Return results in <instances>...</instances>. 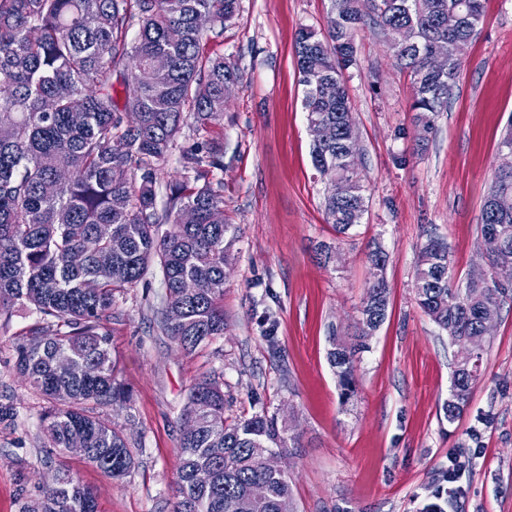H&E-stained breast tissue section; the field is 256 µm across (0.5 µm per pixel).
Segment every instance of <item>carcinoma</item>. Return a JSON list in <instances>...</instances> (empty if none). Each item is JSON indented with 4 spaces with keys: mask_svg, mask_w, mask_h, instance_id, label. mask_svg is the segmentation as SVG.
Segmentation results:
<instances>
[{
    "mask_svg": "<svg viewBox=\"0 0 512 512\" xmlns=\"http://www.w3.org/2000/svg\"><path fill=\"white\" fill-rule=\"evenodd\" d=\"M452 7L462 20L450 32L440 19ZM236 11L237 0H0V316L17 303L40 314L16 348V367L51 403L43 418L49 447L65 450L82 439L83 459L114 480L130 474L132 452L89 406L129 400L115 374L107 327L116 294L135 287L156 264L165 288V334L188 353L224 335V270L239 227L224 217L222 184L211 181L213 170L224 168V144L210 127L224 115V88L238 84L241 74L211 43ZM200 14L211 18L205 30L196 27ZM482 16L483 0H331L324 30H298L307 122L336 129L332 141L312 143V160L332 181L325 213L337 233L361 223L366 212L358 162L340 160L351 116L343 72L356 63L358 30L411 29L413 44L393 48V57L413 78L416 135L424 142L458 77V48L474 38ZM432 49L448 55L440 73L430 67ZM158 57L167 60L165 68H154ZM130 58L136 65L129 72ZM116 80L129 89L121 108L113 97ZM187 123L207 139L184 152L185 176L169 187L160 213L158 164ZM505 191L512 192V169L499 168L481 211V234L504 239L503 252L490 261L493 270L512 265V212L491 205ZM185 212L193 223H181ZM424 236L416 300L455 343L477 331L485 306L512 299V288L493 275L458 287L448 242L431 227ZM368 258L373 279L355 334L340 336L333 328L327 336V361L345 398L354 392L356 356L369 349L389 307L388 255L374 241ZM59 320L67 330L57 328ZM482 374L483 366L456 355L448 421L468 407ZM187 399L169 512H279V502L292 499V479L267 472L259 449L285 454L298 444L297 433L264 406L227 422L224 391L209 377L194 382ZM53 462L58 480L22 512H97L93 490L50 452L44 463ZM203 468L213 474L205 487L195 481ZM257 482L270 488L264 501L250 497Z\"/></svg>",
    "mask_w": 512,
    "mask_h": 512,
    "instance_id": "1",
    "label": "carcinoma"
}]
</instances>
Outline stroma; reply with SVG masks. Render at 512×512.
<instances>
[{"label": "stroma", "mask_w": 512, "mask_h": 512, "mask_svg": "<svg viewBox=\"0 0 512 512\" xmlns=\"http://www.w3.org/2000/svg\"><path fill=\"white\" fill-rule=\"evenodd\" d=\"M329 11L330 0H238L215 46L242 74L214 128L224 168L213 179L223 185L225 215L240 227L224 284L227 328L188 354L160 326L161 275L118 296L112 356L132 398L94 413L123 433L134 468L118 484L81 457L64 456L94 490L98 512H167L181 415L202 376L222 383L228 420L251 415L258 402L290 420L300 438L283 458L294 512H422L437 492L445 512H512V299L484 343L469 406L451 421L444 406L457 347L418 307L414 288L429 225L448 242L456 284L489 269L481 209L512 127V0H485L448 107L421 147L410 77L385 37L358 32L345 80L367 211L344 235L326 221L328 181L312 164L294 54L296 31L325 28ZM200 140L189 126L178 135L159 166L157 207L182 177L183 151ZM374 239L389 254L390 305L357 357L356 389L345 401L326 359L327 335L355 332ZM321 242L332 246L330 261L315 252ZM38 319L19 305L0 319V403L15 409L11 423H0V512H20L53 475L44 464L48 403L14 367L16 345ZM459 454L471 464L451 484L444 476Z\"/></svg>", "instance_id": "1"}]
</instances>
